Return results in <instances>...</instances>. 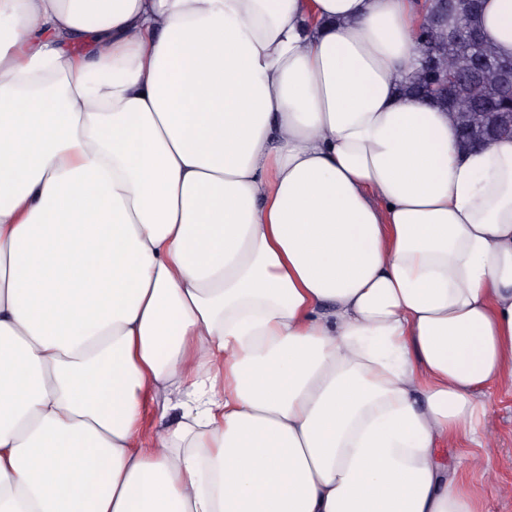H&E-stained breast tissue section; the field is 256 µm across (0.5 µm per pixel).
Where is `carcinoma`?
<instances>
[{
  "label": "carcinoma",
  "mask_w": 512,
  "mask_h": 512,
  "mask_svg": "<svg viewBox=\"0 0 512 512\" xmlns=\"http://www.w3.org/2000/svg\"><path fill=\"white\" fill-rule=\"evenodd\" d=\"M427 47L433 53L432 62L436 73L420 67L402 91L426 99L449 112H481L484 101L492 97L500 100L505 110H512V96L498 91L499 77L489 67L477 66V55L469 46L448 39V29L439 26L432 13H427L417 35L415 50ZM466 71L470 74L467 87L458 92L453 104H448V92L438 88L439 75L449 71Z\"/></svg>",
  "instance_id": "1"
}]
</instances>
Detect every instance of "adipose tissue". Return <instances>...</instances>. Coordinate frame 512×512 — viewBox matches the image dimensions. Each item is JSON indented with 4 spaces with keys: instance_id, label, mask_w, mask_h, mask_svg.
<instances>
[{
    "instance_id": "obj_1",
    "label": "adipose tissue",
    "mask_w": 512,
    "mask_h": 512,
    "mask_svg": "<svg viewBox=\"0 0 512 512\" xmlns=\"http://www.w3.org/2000/svg\"><path fill=\"white\" fill-rule=\"evenodd\" d=\"M426 12L0 0V512H484L512 138L401 93Z\"/></svg>"
}]
</instances>
